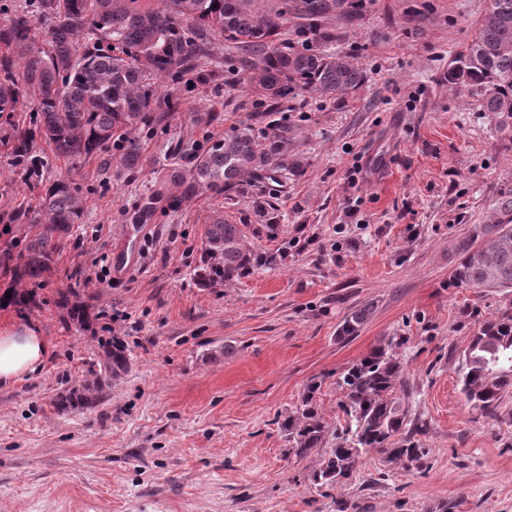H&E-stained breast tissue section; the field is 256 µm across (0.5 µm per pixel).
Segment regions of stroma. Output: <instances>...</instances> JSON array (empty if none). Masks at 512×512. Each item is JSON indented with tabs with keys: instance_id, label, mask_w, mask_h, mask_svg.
<instances>
[{
	"instance_id": "1",
	"label": "stroma",
	"mask_w": 512,
	"mask_h": 512,
	"mask_svg": "<svg viewBox=\"0 0 512 512\" xmlns=\"http://www.w3.org/2000/svg\"><path fill=\"white\" fill-rule=\"evenodd\" d=\"M490 6L366 0L290 17L291 46L345 53L367 74L343 98L306 93L278 112L298 134L301 175L256 180L245 194L161 199L148 223H132L173 169L191 167L195 147L247 125L262 132L263 97L244 80L243 52L220 42L177 111L139 129L138 168L113 147L77 171L50 158L47 177L77 184L86 205L41 307L0 308L1 330L34 324L53 344L36 372L0 386V512H512V393L489 416L459 382L465 347L512 309V288L453 278L461 242L482 243L512 201V118L445 78ZM34 202L1 148L0 212ZM216 216L273 263L199 285ZM133 246L137 267L117 274ZM68 288L92 298L89 326L56 306ZM365 304L367 320L342 336ZM110 336L128 346V375L93 405L58 408ZM391 336L423 467L372 452L346 484L315 483L321 456L288 453L285 415L315 382L323 422L342 429L339 374Z\"/></svg>"
}]
</instances>
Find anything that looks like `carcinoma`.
Returning a JSON list of instances; mask_svg holds the SVG:
<instances>
[{
    "label": "carcinoma",
    "instance_id": "1",
    "mask_svg": "<svg viewBox=\"0 0 512 512\" xmlns=\"http://www.w3.org/2000/svg\"><path fill=\"white\" fill-rule=\"evenodd\" d=\"M137 2L37 0L36 11L23 7L0 24V147L20 167L25 183L39 192L36 207L0 213V223L16 225L26 241L25 252L17 256L15 241L0 247V271L12 282L11 296L0 294V307H39L36 287L52 273L62 240L84 213L78 187L45 179L47 161L37 142L46 143L73 170L116 142L122 164L138 167L141 144L131 130L159 121L155 112L160 108L174 112L179 105V98L160 94L158 80L168 77L190 88L188 75L220 38L248 53L243 69L247 81L264 91L268 113L278 111L290 96L340 98L366 81L364 69L343 54L289 48L280 39L288 24V5L282 0H160L162 7L148 10ZM346 6L356 8L348 0H299L296 10L315 16ZM37 19L47 25L42 44L36 42ZM446 80L480 97L485 111L512 118V0H492L472 39L448 65ZM27 103L33 118L25 125L14 114ZM301 170L295 131L273 119L259 137L245 127L212 144L189 170L171 177L166 192L180 203L200 191L242 190L254 178ZM502 215L479 246L462 244L457 283L512 288L511 204L504 205ZM269 261L246 247L239 225L222 218L205 225L199 274L204 283L222 285ZM56 305L71 320L90 323L92 305L78 290L59 293ZM369 314L368 305L353 310L342 333L355 332ZM399 346L397 337L388 338L336 381L347 425L331 448H324L327 426L312 406L317 386H309L302 405L284 417L289 451L303 457L324 449L314 482H348L373 451L405 469L421 466L424 449L402 436L411 421L408 404L399 396L407 391ZM129 368L121 337L100 341L98 370L61 395L58 404L68 408L97 400L103 387L123 379ZM460 375L467 403L487 414L512 392L511 311L480 326L463 353Z\"/></svg>",
    "mask_w": 512,
    "mask_h": 512
}]
</instances>
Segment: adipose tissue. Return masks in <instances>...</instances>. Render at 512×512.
Returning a JSON list of instances; mask_svg holds the SVG:
<instances>
[{
	"instance_id": "ef3b65f1",
	"label": "adipose tissue",
	"mask_w": 512,
	"mask_h": 512,
	"mask_svg": "<svg viewBox=\"0 0 512 512\" xmlns=\"http://www.w3.org/2000/svg\"><path fill=\"white\" fill-rule=\"evenodd\" d=\"M51 349L37 329L19 326L0 332V384L8 385L36 371Z\"/></svg>"
}]
</instances>
